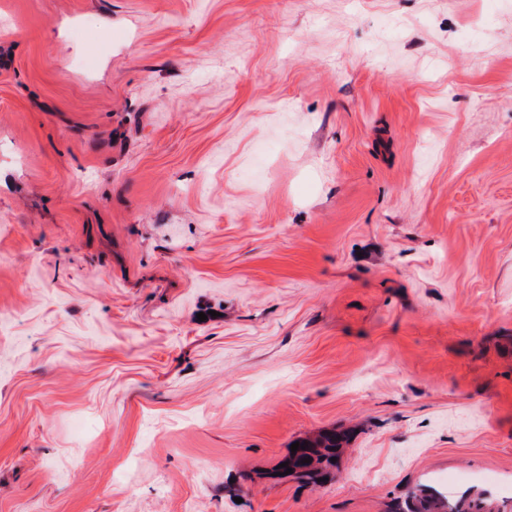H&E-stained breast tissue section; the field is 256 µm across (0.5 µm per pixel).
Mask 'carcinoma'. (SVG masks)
<instances>
[{
	"label": "carcinoma",
	"instance_id": "carcinoma-1",
	"mask_svg": "<svg viewBox=\"0 0 512 512\" xmlns=\"http://www.w3.org/2000/svg\"><path fill=\"white\" fill-rule=\"evenodd\" d=\"M352 430L349 428H331L316 435L299 439L301 449L288 453L284 461L292 468L291 476L307 483L316 485L320 479L336 467V459L346 451L351 440ZM311 462L305 463L303 459ZM286 467V468H288ZM286 468H277L278 474L286 472ZM395 512H492L491 505L480 494H464L456 499L440 493L428 486L417 489L405 507Z\"/></svg>",
	"mask_w": 512,
	"mask_h": 512
}]
</instances>
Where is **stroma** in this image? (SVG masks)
Here are the masks:
<instances>
[{"mask_svg": "<svg viewBox=\"0 0 512 512\" xmlns=\"http://www.w3.org/2000/svg\"><path fill=\"white\" fill-rule=\"evenodd\" d=\"M422 485L512 512V0H0V512ZM352 430L349 428H331L319 432L316 435L301 438L296 452L288 453L278 465L288 462L287 467L275 469L278 475L293 476L306 484L317 485L320 478H325L329 470L335 468L336 462L346 451L351 440ZM295 442V443H296ZM305 446V450H302ZM311 458L309 463H301L302 459ZM336 458V461H332ZM287 468H292V473L285 475Z\"/></svg>", "mask_w": 512, "mask_h": 512, "instance_id": "stroma-1", "label": "stroma"}]
</instances>
